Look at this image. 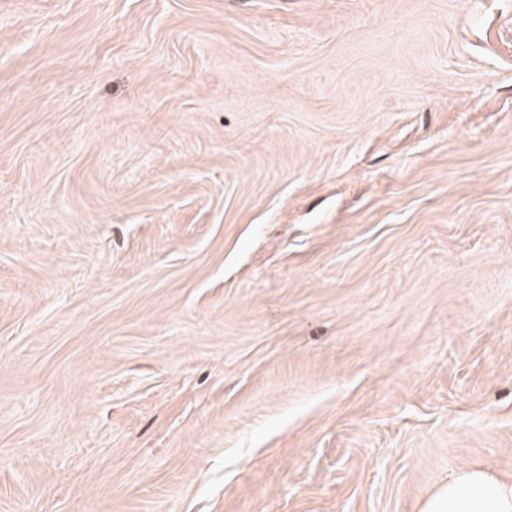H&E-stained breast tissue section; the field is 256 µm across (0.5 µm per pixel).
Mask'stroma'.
I'll use <instances>...</instances> for the list:
<instances>
[{
    "instance_id": "stroma-1",
    "label": "stroma",
    "mask_w": 512,
    "mask_h": 512,
    "mask_svg": "<svg viewBox=\"0 0 512 512\" xmlns=\"http://www.w3.org/2000/svg\"><path fill=\"white\" fill-rule=\"evenodd\" d=\"M512 480V0H0V512H419ZM421 512H512V482L485 470L462 468L423 502Z\"/></svg>"
}]
</instances>
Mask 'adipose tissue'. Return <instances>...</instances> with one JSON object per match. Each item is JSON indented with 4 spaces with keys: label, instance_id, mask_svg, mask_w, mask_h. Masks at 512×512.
<instances>
[{
    "label": "adipose tissue",
    "instance_id": "obj_1",
    "mask_svg": "<svg viewBox=\"0 0 512 512\" xmlns=\"http://www.w3.org/2000/svg\"><path fill=\"white\" fill-rule=\"evenodd\" d=\"M421 512H512V482L462 468L424 500Z\"/></svg>",
    "mask_w": 512,
    "mask_h": 512
}]
</instances>
